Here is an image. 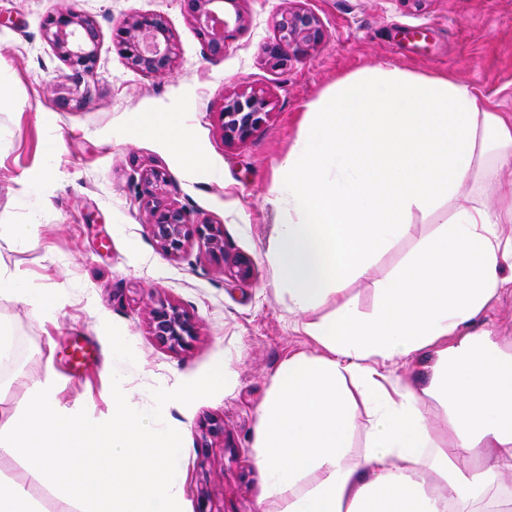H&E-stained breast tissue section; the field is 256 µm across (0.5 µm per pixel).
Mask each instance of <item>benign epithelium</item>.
<instances>
[{
	"instance_id": "benign-epithelium-1",
	"label": "benign epithelium",
	"mask_w": 512,
	"mask_h": 512,
	"mask_svg": "<svg viewBox=\"0 0 512 512\" xmlns=\"http://www.w3.org/2000/svg\"><path fill=\"white\" fill-rule=\"evenodd\" d=\"M188 14L198 26V35L213 59L224 57L226 42L233 39L245 24L238 9L239 0H183ZM235 8L234 24L224 19V3ZM46 38L67 63L70 73L53 89L57 108L71 111L87 104L91 97L88 79L94 76L100 32L94 20L78 7V0H65L43 22ZM274 40L264 48L268 66L287 67L291 57L316 49L326 33L319 17L293 0L282 10L274 24ZM112 41L129 67L154 76L169 74L175 62L173 34L165 19L157 14H140L125 20L112 31ZM269 101L255 92L235 94L224 99L220 113L221 129L227 144L243 143L265 122ZM148 187L161 188L166 182L163 171L150 168L140 172ZM152 238L171 255L184 251L194 238L211 256L227 257L224 229L219 224L199 221L183 207L156 205L148 222ZM153 335L171 348H181L197 335L195 322L174 306L161 304L150 312Z\"/></svg>"
}]
</instances>
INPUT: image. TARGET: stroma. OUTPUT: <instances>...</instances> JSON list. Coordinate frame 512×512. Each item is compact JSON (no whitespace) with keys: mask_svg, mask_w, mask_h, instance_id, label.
I'll use <instances>...</instances> for the list:
<instances>
[{"mask_svg":"<svg viewBox=\"0 0 512 512\" xmlns=\"http://www.w3.org/2000/svg\"><path fill=\"white\" fill-rule=\"evenodd\" d=\"M62 0H0V266L19 272L36 288L58 291L56 321H37L27 307L0 298V317L13 322L17 359L0 368L8 403L21 389L16 374L41 379L52 362L66 406L107 419L112 380L122 377L138 408L153 406L158 391L172 396L165 421L182 429L183 512H256L258 472L251 442L257 408L271 377L288 355L313 344L275 295L264 253L279 213L271 205L285 176L288 149L306 104L337 79L367 67H399L417 74H447L471 85L487 109L512 115V0H302L322 20L327 37L286 69L263 60L274 21L286 0H240L225 7L247 21L211 59L182 0H81L101 32L87 108L57 110L51 86L69 71L44 36L42 23ZM140 13L164 17L176 44L174 70L165 77L136 72L112 42V30ZM264 94L270 105L262 128L246 142L225 144L219 114L227 95ZM188 113L187 131L222 182L187 171L161 141L130 139L135 120L155 112ZM55 154H48L49 145ZM162 169L161 203L223 225L230 255L254 264L241 283L223 260L198 242L178 256L152 239L138 186L141 168ZM36 220L40 241L14 243L6 224ZM441 214L417 216L412 236L382 253L388 275L412 252L417 236L435 231ZM178 306L198 334L182 348L156 341L150 310ZM82 336L98 348L79 376L67 374L63 350ZM123 336L126 350L112 355L109 341ZM229 363L230 386L204 394L197 388L219 361ZM224 430L215 434L213 422Z\"/></svg>","mask_w":512,"mask_h":512,"instance_id":"35a3bbf8","label":"stroma"}]
</instances>
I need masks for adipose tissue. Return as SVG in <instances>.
Returning <instances> with one entry per match:
<instances>
[{
    "label": "adipose tissue",
    "mask_w": 512,
    "mask_h": 512,
    "mask_svg": "<svg viewBox=\"0 0 512 512\" xmlns=\"http://www.w3.org/2000/svg\"><path fill=\"white\" fill-rule=\"evenodd\" d=\"M134 137L164 142L187 170L219 179L181 117L136 121ZM265 251L314 351L276 370L252 446L257 512H512V341L475 320L512 294V118L480 108L445 75L373 67L309 104L284 163ZM447 208L412 255L378 277L377 257L409 236L416 214ZM372 282L371 313L346 295ZM0 297L39 321L60 310L52 289L0 267ZM426 384L402 383L388 362L423 349ZM24 400L0 408V458L78 512H180L182 431L112 391L98 420L64 407L52 374L21 379ZM444 411L442 426L425 415ZM365 414L361 446L352 443Z\"/></svg>",
    "instance_id": "adipose-tissue-1"
}]
</instances>
